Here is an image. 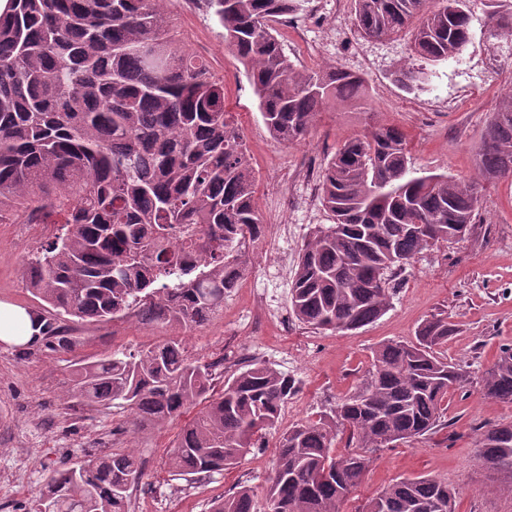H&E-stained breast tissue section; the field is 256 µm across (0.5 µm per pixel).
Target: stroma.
Here are the masks:
<instances>
[{
	"mask_svg": "<svg viewBox=\"0 0 512 512\" xmlns=\"http://www.w3.org/2000/svg\"><path fill=\"white\" fill-rule=\"evenodd\" d=\"M467 8L472 41L461 65L428 66L427 78L408 88L397 72L410 62L409 36L361 37L353 0H299L294 13L274 24L285 54L301 71L339 66L360 74L369 94L363 105H336L306 140L286 144L266 128L245 69L204 0H167L172 35L224 81L225 106L257 174L261 232L245 249L247 271L238 287L204 326L185 331L133 318L96 323L68 316L59 326L71 350H54L43 336L24 346L0 343V512H34L46 477L60 461L75 463L119 448L133 450L143 471L129 490V512H211L216 499L244 485L253 489L258 512H265L277 433L233 469L177 474L169 451L184 418L133 430L122 406L91 405L71 395L77 365L177 340L190 361L214 365V385L220 388L238 365L256 359L298 381V393L281 413L278 428L284 431L328 413L360 385L374 349L413 339L421 321L438 311L456 326L442 352L465 368L471 382L449 393L433 433L380 451L341 512H357L389 483L420 475L456 490L455 512H512V497L498 490L503 475L475 462L481 428L512 422V404L484 396L476 383L500 345L512 344V180L487 188L469 235L440 243L405 265L391 283L389 311L359 330L324 334L298 322L289 302L293 275L284 268L285 262H297L316 226L331 224L314 176L351 137L395 125L407 135L416 174L475 176L492 108L512 91V38L490 33L493 18L512 14V0H467ZM56 232V225L25 224L17 217L0 223V301L41 312L20 267Z\"/></svg>",
	"mask_w": 512,
	"mask_h": 512,
	"instance_id": "35a3bbf8",
	"label": "stroma"
}]
</instances>
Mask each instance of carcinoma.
<instances>
[{"mask_svg": "<svg viewBox=\"0 0 512 512\" xmlns=\"http://www.w3.org/2000/svg\"><path fill=\"white\" fill-rule=\"evenodd\" d=\"M243 64L269 132L306 137L338 103L361 104L364 79L342 67L301 72L271 22L297 0H205ZM368 38L412 32V58L460 60L471 42L465 0H355ZM425 72L406 65L410 85ZM468 180L413 174L404 133L377 126L336 148L321 200L333 223L317 227L299 255L290 308L318 331H355L390 308V278L438 243L469 234L481 193L512 176V94L488 121ZM256 172L227 111L224 81L170 34L161 0H8L0 13V221L58 224L30 253L21 276L55 317L192 329L224 307L245 273L241 248L261 232ZM455 325L426 318L409 342L380 344L362 386L329 416L296 424L278 443L268 512H339L374 454L440 425L448 393L469 383L440 355ZM212 365L189 361L172 340L136 355L82 364L74 392L119 403L135 428L164 423L212 387ZM484 395L512 403V345L500 346L480 381ZM296 379L260 361L240 365L172 445V463L192 474L235 467L277 427ZM344 444L336 450V444ZM476 463L503 473L512 496V423L480 433ZM142 475L132 451L63 465L39 506L54 512H127ZM455 493L429 476L403 478L361 512H455ZM213 512H255L254 491L224 496Z\"/></svg>", "mask_w": 512, "mask_h": 512, "instance_id": "obj_1", "label": "carcinoma"}]
</instances>
